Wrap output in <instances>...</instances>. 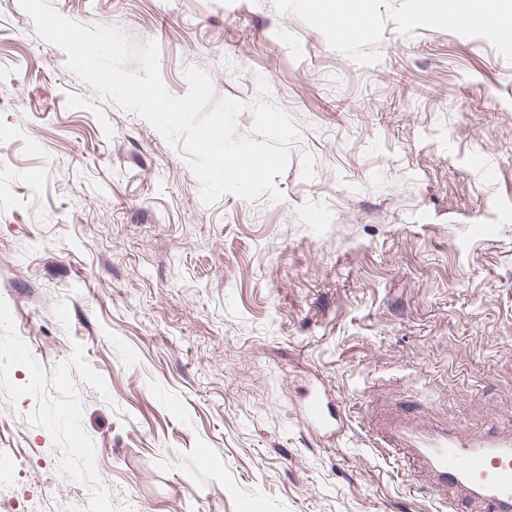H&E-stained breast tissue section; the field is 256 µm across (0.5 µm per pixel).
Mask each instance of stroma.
<instances>
[{"instance_id": "1", "label": "stroma", "mask_w": 512, "mask_h": 512, "mask_svg": "<svg viewBox=\"0 0 512 512\" xmlns=\"http://www.w3.org/2000/svg\"><path fill=\"white\" fill-rule=\"evenodd\" d=\"M52 0L299 129L281 199L203 203L180 147L0 0V463L22 512H441L365 413L512 427V50L374 0ZM43 300L33 303L34 290ZM34 361L18 360L15 344ZM318 384L341 437L312 432ZM73 408L61 417L64 408ZM353 2L336 1V17L342 20V23L336 25V30L348 39H356L361 33L353 24L357 21L358 9L370 12L372 10V0H352ZM303 417L310 429L330 430L336 422L338 436L341 412L339 406L333 403L329 395L317 387L307 390L304 397Z\"/></svg>"}]
</instances>
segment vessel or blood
Listing matches in <instances>:
<instances>
[{
    "mask_svg": "<svg viewBox=\"0 0 512 512\" xmlns=\"http://www.w3.org/2000/svg\"><path fill=\"white\" fill-rule=\"evenodd\" d=\"M303 417L309 428L332 429L341 412L329 395L309 388ZM367 434L382 452L407 460L424 474L427 487L449 512H512V428L479 433L458 425L433 426L409 419L402 411L368 425Z\"/></svg>",
    "mask_w": 512,
    "mask_h": 512,
    "instance_id": "obj_1",
    "label": "vessel or blood"
}]
</instances>
